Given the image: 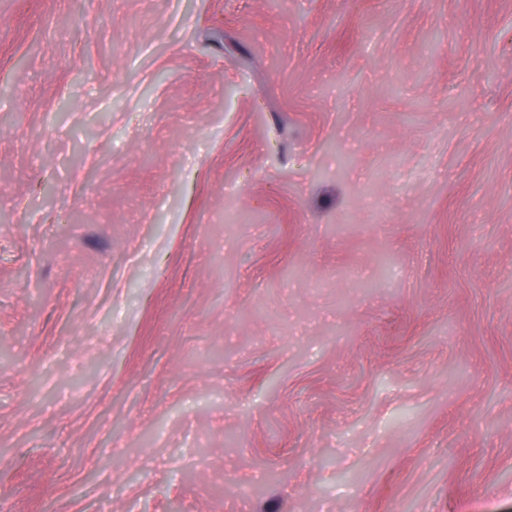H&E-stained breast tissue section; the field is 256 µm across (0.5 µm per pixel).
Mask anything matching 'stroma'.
Here are the masks:
<instances>
[{
	"instance_id": "35a3bbf8",
	"label": "stroma",
	"mask_w": 512,
	"mask_h": 512,
	"mask_svg": "<svg viewBox=\"0 0 512 512\" xmlns=\"http://www.w3.org/2000/svg\"><path fill=\"white\" fill-rule=\"evenodd\" d=\"M0 512H512V0H0Z\"/></svg>"
}]
</instances>
